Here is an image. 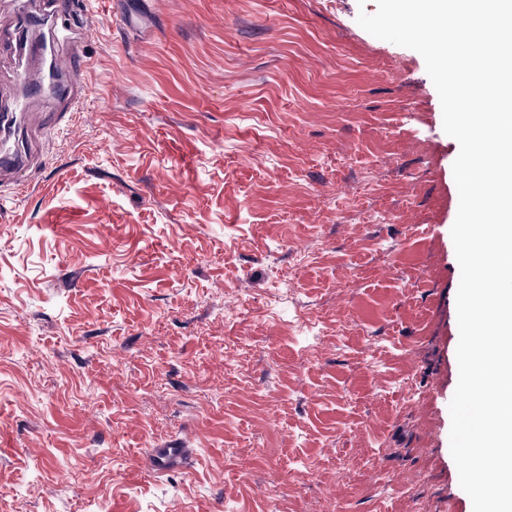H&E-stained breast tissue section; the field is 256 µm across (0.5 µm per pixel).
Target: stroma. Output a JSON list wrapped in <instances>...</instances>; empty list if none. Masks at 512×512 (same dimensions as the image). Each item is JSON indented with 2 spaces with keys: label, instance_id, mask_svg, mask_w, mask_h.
Here are the masks:
<instances>
[{
  "label": "stroma",
  "instance_id": "stroma-1",
  "mask_svg": "<svg viewBox=\"0 0 512 512\" xmlns=\"http://www.w3.org/2000/svg\"><path fill=\"white\" fill-rule=\"evenodd\" d=\"M88 2L87 88L20 111L0 0V512H473L422 56L374 0ZM186 448H151L150 465L152 470H170L181 464L187 457Z\"/></svg>",
  "mask_w": 512,
  "mask_h": 512
}]
</instances>
